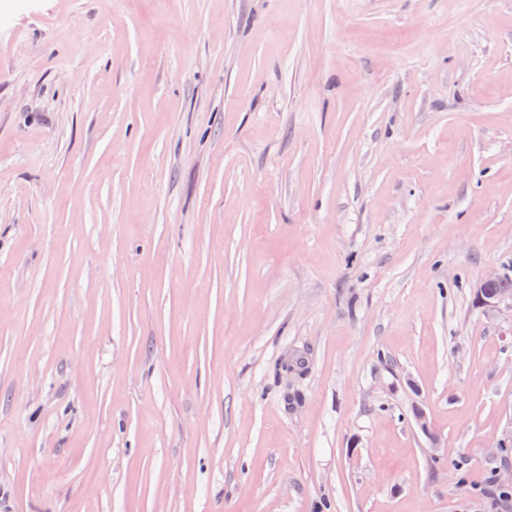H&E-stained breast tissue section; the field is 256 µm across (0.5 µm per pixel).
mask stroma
<instances>
[{
	"label": "stroma",
	"mask_w": 512,
	"mask_h": 512,
	"mask_svg": "<svg viewBox=\"0 0 512 512\" xmlns=\"http://www.w3.org/2000/svg\"><path fill=\"white\" fill-rule=\"evenodd\" d=\"M504 265L512 0H0V512H512ZM508 277L503 269H497L485 274L474 287V296L477 302L485 310L499 309L502 305L512 308V279L507 281L502 288H495ZM496 289L489 294L488 289Z\"/></svg>",
	"instance_id": "obj_1"
}]
</instances>
